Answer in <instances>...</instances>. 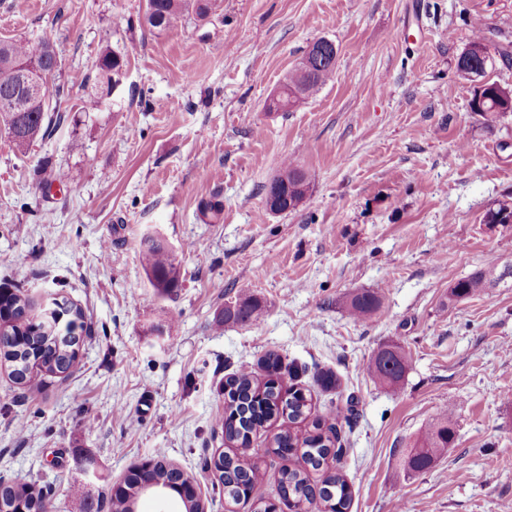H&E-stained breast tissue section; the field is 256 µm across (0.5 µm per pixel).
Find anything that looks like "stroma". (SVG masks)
<instances>
[{
  "instance_id": "obj_1",
  "label": "stroma",
  "mask_w": 512,
  "mask_h": 512,
  "mask_svg": "<svg viewBox=\"0 0 512 512\" xmlns=\"http://www.w3.org/2000/svg\"><path fill=\"white\" fill-rule=\"evenodd\" d=\"M144 0H0V40L53 44L70 95L50 138L19 152L0 133V285L36 303L63 296L90 330L64 377L17 388L0 366V479L36 484L53 512H82L75 487L107 490L164 450L200 484L205 512H245L218 492L204 461L225 444L224 379L281 355L282 389L301 385L312 411L354 401L329 460L352 489L351 512H505L512 506V112H473L455 69L482 21L490 51L512 46V0H216L157 34ZM335 43L336 73L287 112L266 103L311 44ZM120 52L111 98L85 111L96 63ZM67 172L50 193L34 168ZM307 174L297 210H265L285 160ZM220 192V223L200 199ZM163 239L181 286L158 295L140 252ZM503 278L449 301L485 269ZM380 293L370 320L346 300ZM254 324L223 322L240 296ZM396 344L409 358L399 392L367 367ZM333 372L339 386L315 382ZM447 453L412 474L404 450L442 413ZM275 426L252 437L265 473L256 504L276 501Z\"/></svg>"
}]
</instances>
